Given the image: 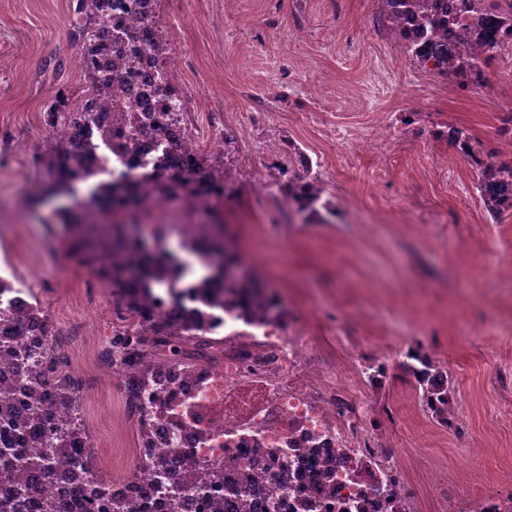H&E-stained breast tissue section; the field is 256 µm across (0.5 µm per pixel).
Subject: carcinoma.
Returning <instances> with one entry per match:
<instances>
[{"label": "carcinoma", "instance_id": "carcinoma-1", "mask_svg": "<svg viewBox=\"0 0 512 512\" xmlns=\"http://www.w3.org/2000/svg\"><path fill=\"white\" fill-rule=\"evenodd\" d=\"M378 13L387 30L405 49L408 57L421 67L433 62L434 70L453 75L458 83L477 82L482 70L473 57L479 44L486 42L485 32L477 37L461 35L449 41L448 34L455 19L433 0H377ZM81 8L96 19L87 29L77 55L86 80L87 90L100 106H109L112 89L122 84V77L140 66V59L129 56L112 63V68H100L91 59L98 30L106 23L100 10V0H80ZM467 12L476 19L495 17L502 25L512 22V0H467ZM412 17L416 30L405 32L403 19ZM171 47L160 41L153 47L159 74L154 93L161 96L157 113L147 119L138 112L112 113V125L107 135L123 138L125 151L134 153L140 142L160 136L176 126L182 116L180 102L172 99L166 61ZM47 125L55 140L52 148L38 154L34 162L48 176V193L59 199L73 194V184L87 176L86 152L70 145L69 131L93 124L96 115L70 105L58 90L48 107ZM444 137L457 147L477 170V188L486 211L493 219L512 212V163L502 161L485 151V147L463 127L448 126ZM179 152L173 174L164 187L174 193H184L207 180L217 191L230 178L231 169L212 165L200 158L198 137L188 127L180 130L176 144ZM288 154L298 161H288V177L280 184V192L297 204V214L311 224L324 222L323 214H336L324 198L326 189L311 162L288 144ZM101 196L109 199L112 210V245L84 255L85 263L112 290L115 314L121 326L115 329L101 358L125 373L126 405L139 408L141 390L148 383L163 382L173 371L191 376L203 364L214 360L212 352L217 342L212 333L211 311H224L235 321L251 325L265 317L268 324L278 323L274 316L275 299L258 287L243 281L224 278V248L209 236L185 241L184 247L193 253L208 251L204 261L208 275L194 288L196 304L181 307L150 320L145 317L144 294L162 285L173 288L172 263L175 257L161 249L146 251L136 239L120 234L125 218L135 200L111 184L99 186ZM28 304L21 309H0V363L7 360L14 367V383L0 385V512H65L66 503L44 492L43 485L58 477L56 464L69 461L67 482L73 488H84L90 464L73 456L74 445L88 440L79 412V381L67 369L62 354L51 338L29 344L15 345L7 332L19 330L28 322H48L46 311L37 296L27 294ZM405 371L421 387L423 397L433 416L448 424L451 407L448 400V372L417 352L408 355ZM155 424L142 421L139 435V466L154 472L153 483L138 491L127 483H96L85 497L84 512H148V500L168 501L172 512H185L195 500H211L209 512H239L241 504L250 503L252 512H280L281 503L256 494L251 463L240 467L236 482L224 478V468L218 464H197L180 471L171 469L170 462L178 458L182 448L151 447ZM270 464L282 474L290 473L293 455L280 449L269 451Z\"/></svg>", "mask_w": 512, "mask_h": 512}]
</instances>
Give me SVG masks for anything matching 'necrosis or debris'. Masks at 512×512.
<instances>
[{
  "mask_svg": "<svg viewBox=\"0 0 512 512\" xmlns=\"http://www.w3.org/2000/svg\"><path fill=\"white\" fill-rule=\"evenodd\" d=\"M106 6L113 26L137 24L142 38L135 43H118L110 34H103L101 54L112 60L134 51L149 53L159 39V28L145 0H107ZM73 139L94 148L85 193H92L102 183H118L149 191L148 212L168 207L169 197L156 194L154 188L162 177L173 173L170 137L143 141L134 158L101 135L98 125L74 131ZM261 333L275 339L271 358L253 360L247 369L228 356L222 366L202 368L195 377L169 384L168 410L156 425V447H166L168 430L174 426L185 450L182 464L218 463L227 477L233 478L238 472L237 461L252 460L258 486L267 499L282 500L283 512L294 508L293 499L282 496L288 481L300 487L305 496L321 490L326 501L340 510L358 496L364 501L365 512H375L374 490L386 469L392 468V454L356 441L354 410L338 404L331 388L321 385L307 393L289 386L287 379L301 366L304 351L282 327L265 326ZM248 385L258 387L263 400L243 411H228L231 394ZM273 448H285L298 456L295 477L285 478L267 466L266 454Z\"/></svg>",
  "mask_w": 512,
  "mask_h": 512,
  "instance_id": "4bbe7bcc",
  "label": "necrosis or debris"
}]
</instances>
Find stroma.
Segmentation results:
<instances>
[{"instance_id": "1", "label": "stroma", "mask_w": 512, "mask_h": 512, "mask_svg": "<svg viewBox=\"0 0 512 512\" xmlns=\"http://www.w3.org/2000/svg\"><path fill=\"white\" fill-rule=\"evenodd\" d=\"M157 13L199 151L240 183L227 244L277 293L324 383L361 406V440L393 449L410 512L511 498L512 214L490 218L473 171L437 133L461 126L512 158L499 133L512 80L454 90L369 32L376 0H159ZM85 24L77 0H0V205L20 212L0 226V273L66 337L92 467L112 480L138 461L125 378L101 361L118 319L92 301L102 283L71 248L77 224L24 201L46 177L34 156L50 142L52 95L76 103L86 90L74 52ZM226 133L228 152L213 145ZM288 141L320 175L335 223L289 219L264 189L265 158ZM414 350L448 372L451 425L403 369Z\"/></svg>"}]
</instances>
